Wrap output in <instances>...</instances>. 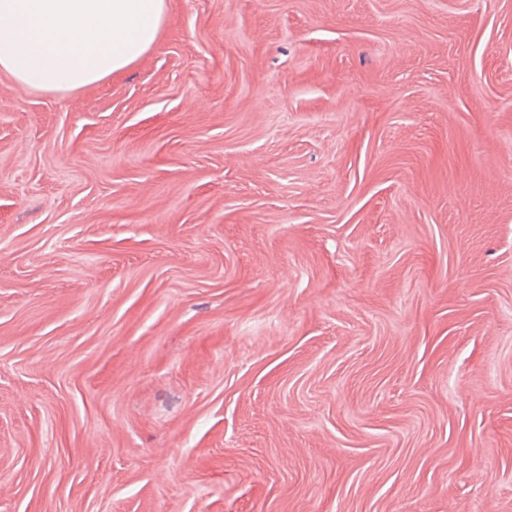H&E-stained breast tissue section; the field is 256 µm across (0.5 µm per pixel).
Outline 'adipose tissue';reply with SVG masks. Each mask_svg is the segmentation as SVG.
I'll return each instance as SVG.
<instances>
[{
  "instance_id": "adipose-tissue-1",
  "label": "adipose tissue",
  "mask_w": 512,
  "mask_h": 512,
  "mask_svg": "<svg viewBox=\"0 0 512 512\" xmlns=\"http://www.w3.org/2000/svg\"><path fill=\"white\" fill-rule=\"evenodd\" d=\"M166 0H0V73L69 93L119 73L156 41Z\"/></svg>"
}]
</instances>
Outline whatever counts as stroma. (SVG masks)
<instances>
[{"label":"stroma","instance_id":"obj_1","mask_svg":"<svg viewBox=\"0 0 512 512\" xmlns=\"http://www.w3.org/2000/svg\"><path fill=\"white\" fill-rule=\"evenodd\" d=\"M0 74V512H512V0H167ZM166 20L165 0H0V73L69 93L137 61Z\"/></svg>","mask_w":512,"mask_h":512}]
</instances>
